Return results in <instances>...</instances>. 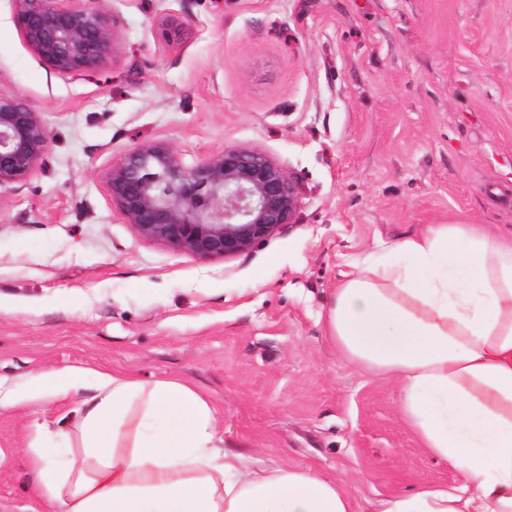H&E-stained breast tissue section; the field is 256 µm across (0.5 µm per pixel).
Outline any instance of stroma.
<instances>
[{
  "instance_id": "stroma-1",
  "label": "stroma",
  "mask_w": 512,
  "mask_h": 512,
  "mask_svg": "<svg viewBox=\"0 0 512 512\" xmlns=\"http://www.w3.org/2000/svg\"><path fill=\"white\" fill-rule=\"evenodd\" d=\"M120 42L64 78L0 0V89L39 112L45 164L0 189V381L69 367L177 380L226 447L377 499L458 483L399 388L329 341L357 263L432 224L512 227V0H100ZM190 24L172 48L153 25ZM187 163L258 148L297 180L295 224L201 259L141 236L106 187L140 142ZM29 412L0 411V512H45Z\"/></svg>"
}]
</instances>
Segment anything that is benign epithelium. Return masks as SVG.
<instances>
[{"label":"benign epithelium","mask_w":512,"mask_h":512,"mask_svg":"<svg viewBox=\"0 0 512 512\" xmlns=\"http://www.w3.org/2000/svg\"><path fill=\"white\" fill-rule=\"evenodd\" d=\"M25 44L58 75L100 69L118 34L96 0H12ZM186 19L164 15L157 36L179 42ZM50 136L40 115L13 92L0 91V188L23 183L43 163ZM112 202L147 238L199 258L232 257L296 222L294 177L264 151L225 147L188 164L170 144L140 143L106 173Z\"/></svg>","instance_id":"1"}]
</instances>
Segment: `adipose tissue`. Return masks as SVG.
<instances>
[{
	"instance_id": "ef3b65f1",
	"label": "adipose tissue",
	"mask_w": 512,
	"mask_h": 512,
	"mask_svg": "<svg viewBox=\"0 0 512 512\" xmlns=\"http://www.w3.org/2000/svg\"><path fill=\"white\" fill-rule=\"evenodd\" d=\"M325 329L352 362L397 381L422 448L460 477L374 512H512V231L434 224L384 248L335 289ZM68 397L80 446L56 459L42 440L70 433L39 411ZM19 406L51 512H359L336 480L225 448L214 408L179 381L50 370L0 384V410Z\"/></svg>"
}]
</instances>
